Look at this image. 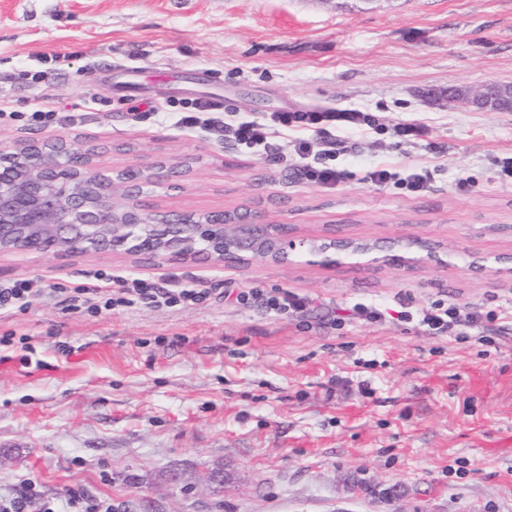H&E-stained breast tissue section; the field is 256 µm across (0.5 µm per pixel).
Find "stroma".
Returning <instances> with one entry per match:
<instances>
[{"instance_id": "stroma-1", "label": "stroma", "mask_w": 512, "mask_h": 512, "mask_svg": "<svg viewBox=\"0 0 512 512\" xmlns=\"http://www.w3.org/2000/svg\"><path fill=\"white\" fill-rule=\"evenodd\" d=\"M488 83L512 84V0H0V99L28 112L46 94L75 117L2 124L0 140L64 133L106 171L190 159L146 202H255L293 243L284 264L0 256V283L42 290L0 314V496L30 478L113 512H512V112L447 102ZM205 98L256 119L358 108L379 127L337 135L346 176L323 187L298 170L325 135L308 133L304 159L290 136L254 154L129 115ZM401 120L424 136L400 141ZM377 164L429 184L371 185ZM98 270L211 298L93 315L51 291ZM253 287L307 307L271 316L238 301ZM437 301L496 317L437 334L397 318ZM359 304L387 314L329 325ZM214 470L223 488L207 487Z\"/></svg>"}]
</instances>
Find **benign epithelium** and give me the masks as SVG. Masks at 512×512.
Returning <instances> with one entry per match:
<instances>
[{
    "instance_id": "7a95c632",
    "label": "benign epithelium",
    "mask_w": 512,
    "mask_h": 512,
    "mask_svg": "<svg viewBox=\"0 0 512 512\" xmlns=\"http://www.w3.org/2000/svg\"><path fill=\"white\" fill-rule=\"evenodd\" d=\"M505 97H512V85L448 88V103L484 111L499 110ZM13 156L26 159L30 172L9 182L0 177V255L33 252L63 258L118 251L128 231L156 224L173 233L163 239L143 233L132 255L153 262L201 256L217 265L247 264L257 257L288 262L285 227L264 220L258 211L171 213L146 206L144 187L160 183L181 167L179 161L114 169L108 175L95 148L59 134L27 143L0 140V160ZM185 225L205 232L211 248L199 253L196 237L180 231Z\"/></svg>"
}]
</instances>
